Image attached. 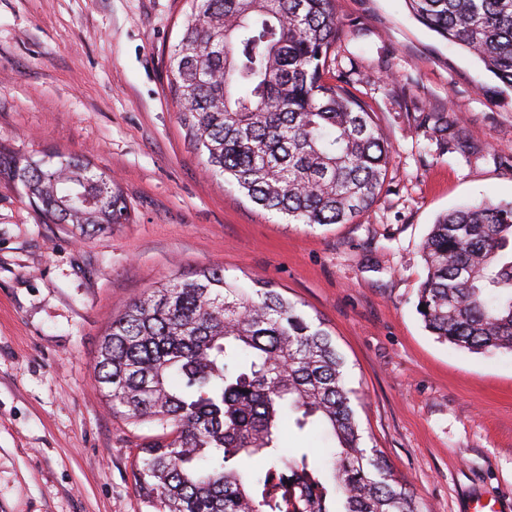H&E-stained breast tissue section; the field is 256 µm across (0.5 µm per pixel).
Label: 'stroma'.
Wrapping results in <instances>:
<instances>
[{
    "label": "stroma",
    "mask_w": 512,
    "mask_h": 512,
    "mask_svg": "<svg viewBox=\"0 0 512 512\" xmlns=\"http://www.w3.org/2000/svg\"><path fill=\"white\" fill-rule=\"evenodd\" d=\"M337 72L392 144L386 187L352 224H290L212 173L168 85L187 0H0V147L77 156L130 219L78 235L0 177V512H156L135 464L162 428L114 416L94 365L113 317L205 267L269 282L331 332L364 439L423 512H512V355L440 342L416 312L420 245L467 201H512V93L405 0H335ZM452 112L470 148L417 127Z\"/></svg>",
    "instance_id": "obj_1"
}]
</instances>
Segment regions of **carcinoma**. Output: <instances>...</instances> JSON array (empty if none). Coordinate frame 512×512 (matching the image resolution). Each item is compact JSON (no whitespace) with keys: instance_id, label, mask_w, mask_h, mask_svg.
I'll return each mask as SVG.
<instances>
[{"instance_id":"cac0c4a2","label":"carcinoma","mask_w":512,"mask_h":512,"mask_svg":"<svg viewBox=\"0 0 512 512\" xmlns=\"http://www.w3.org/2000/svg\"><path fill=\"white\" fill-rule=\"evenodd\" d=\"M512 92V0H405ZM169 55L170 91L195 149L254 204L294 224H350L383 192L391 144L366 101L329 81L334 0H190ZM424 138L466 150L465 128L425 112ZM52 224L80 233L129 219L112 178L84 160L0 151ZM417 310L438 339L512 353V203L485 198L439 216L422 244ZM95 382L112 413L154 420L137 488L164 512H422L365 446L331 334L261 280L206 267L154 288L112 319ZM320 428L319 462L282 429Z\"/></svg>"}]
</instances>
